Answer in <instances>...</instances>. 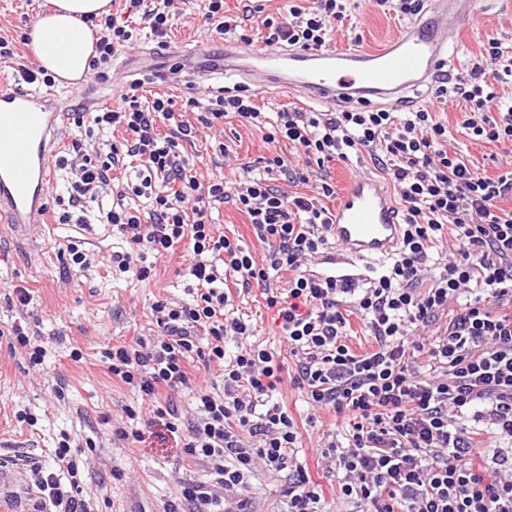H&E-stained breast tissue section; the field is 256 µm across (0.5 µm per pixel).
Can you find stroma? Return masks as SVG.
Here are the masks:
<instances>
[{"label":"stroma","instance_id":"1","mask_svg":"<svg viewBox=\"0 0 512 512\" xmlns=\"http://www.w3.org/2000/svg\"><path fill=\"white\" fill-rule=\"evenodd\" d=\"M47 0H0V40L11 43L16 59L34 64L35 58L20 35L32 28L46 10ZM476 19L469 33L451 54L458 68H466L478 56L487 38L500 39L512 47V0H477ZM405 19L374 6L372 0H351L349 15L334 33L336 48L373 49L406 27ZM224 35L208 23L203 0H174L173 26L166 47H159L149 29H140L138 39L122 48L120 57L142 51L152 54L156 68L170 64L178 52L188 49H220ZM464 109L456 101L439 111L448 126L449 151L462 154L474 170L491 176L512 166V143L477 140L459 125ZM268 131L237 116L224 121V137L214 140L201 135L184 142L182 156L189 159L201 179H224L233 184L261 173L263 158L281 155L293 164L301 159L287 141H269ZM229 146L238 159L225 163L220 145ZM220 232L256 253L266 252L251 232L248 217L232 203L212 211ZM98 256L89 269L73 266L67 248ZM127 244L105 224L41 225L33 232L14 230L0 223V329L23 325L32 343L45 347L42 365L33 367L20 354L10 353L0 341V458L29 457L41 466L51 463L49 450L61 434L77 444L96 443L90 465L81 467L85 498L98 512H166L179 496L177 478L203 481V462L185 458L182 436L167 430L163 422L139 423L140 438L127 445L113 441V426H129L125 407L136 400L127 385L112 376L102 354L120 343L152 336L151 304L157 299L189 301L195 281L189 274L190 257L184 246L158 259L152 276L139 280L134 273H113L104 259ZM28 289L31 302L22 307L7 300L8 288ZM265 288L252 286L236 297L235 307L257 326L256 340L279 355L284 372L295 369L283 352L274 313L267 309ZM80 361H73L72 352ZM292 412L302 435L300 460L310 473H317L316 444L324 426L345 428L346 417L328 411L313 412L304 394L283 381L277 396ZM27 414L29 423L17 422L16 413Z\"/></svg>","mask_w":512,"mask_h":512}]
</instances>
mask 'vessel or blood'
I'll use <instances>...</instances> for the list:
<instances>
[{"label":"vessel or blood","instance_id":"b4317fda","mask_svg":"<svg viewBox=\"0 0 512 512\" xmlns=\"http://www.w3.org/2000/svg\"><path fill=\"white\" fill-rule=\"evenodd\" d=\"M473 0H432L434 26L415 24L378 49L321 51L225 43L179 58L188 78L222 75L255 92L272 89L302 96L324 107L337 103L401 106L408 91L453 78L448 41L462 38ZM62 131L56 90L36 84L16 90L0 82V216L19 228L45 223L55 168L50 148ZM402 224L389 186L366 172L350 174L336 205L331 234L345 254L340 277L368 260L392 254Z\"/></svg>","mask_w":512,"mask_h":512}]
</instances>
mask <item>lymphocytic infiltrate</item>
Listing matches in <instances>:
<instances>
[{
    "mask_svg": "<svg viewBox=\"0 0 512 512\" xmlns=\"http://www.w3.org/2000/svg\"><path fill=\"white\" fill-rule=\"evenodd\" d=\"M348 0L289 5L287 15L266 16L264 42L322 50L333 43L334 22L346 17ZM98 62L110 63L134 39L135 28L111 14L100 22ZM512 85V49L488 39L465 75L431 91V106L403 112L361 104L346 109L282 107L274 118L244 86L177 103L154 94L143 102L139 84L119 92V107L76 113L77 126L100 132L124 130L121 145L88 147L75 140L57 160L68 197L60 223H86L80 210L99 202L124 157L138 171L126 178L111 206L92 219L111 226L128 243L113 252L114 269L149 279L152 260L187 243L192 301L161 299L151 307L157 332L151 339L106 351L108 369L154 416L185 428L186 457L206 463L208 480L180 483L179 506L169 512H254L257 470L287 473L285 512H327L322 490L298 459L301 435L287 407L274 401L282 366L274 353L254 343L251 320L234 311L232 291L267 283L271 273L290 272L284 291L266 294L268 308L296 370L290 378L316 410L348 415L344 434L324 430L318 441L323 471L336 475V498L360 512H512V310L487 306L488 296L512 298V169L490 177L449 151L448 126L436 105L465 104L461 126L488 142H512V98L498 87ZM197 112L178 121L176 109ZM260 126L298 149L306 167L320 168L312 195L292 196L271 185L289 174L281 156L265 159L264 172L233 187L200 182L184 158L181 141L202 130L219 133L229 115ZM175 121L168 135L159 123ZM370 156L392 184L403 207L405 228L386 271L363 281L311 268L331 246L330 211L322 198L335 186L326 163ZM146 200L141 212L136 200ZM233 202L268 251L257 257L217 234L215 206ZM358 314L374 340L358 353L346 325ZM439 336L426 338L440 318ZM209 342L202 359L224 373L214 393L192 379L185 359ZM199 351V350H198ZM190 391L194 416L183 420L173 394ZM78 453L62 438L48 467L31 469L42 512H93L78 479Z\"/></svg>",
    "mask_w": 512,
    "mask_h": 512,
    "instance_id": "lymphocytic-infiltrate-1",
    "label": "lymphocytic infiltrate"
}]
</instances>
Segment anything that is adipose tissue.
Here are the masks:
<instances>
[{
    "label": "adipose tissue",
    "instance_id": "1",
    "mask_svg": "<svg viewBox=\"0 0 512 512\" xmlns=\"http://www.w3.org/2000/svg\"><path fill=\"white\" fill-rule=\"evenodd\" d=\"M51 4L30 34L33 55L42 68L63 80L86 79L96 42L89 20L108 15L110 0H51Z\"/></svg>",
    "mask_w": 512,
    "mask_h": 512
}]
</instances>
